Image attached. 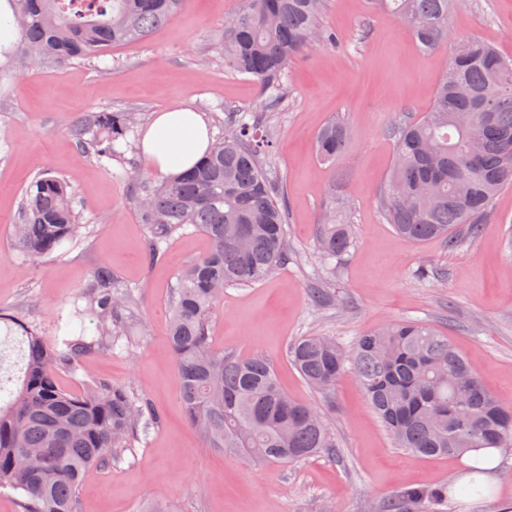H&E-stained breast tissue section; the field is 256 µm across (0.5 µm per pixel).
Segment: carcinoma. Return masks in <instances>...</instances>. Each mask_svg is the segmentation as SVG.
Wrapping results in <instances>:
<instances>
[{
  "mask_svg": "<svg viewBox=\"0 0 512 512\" xmlns=\"http://www.w3.org/2000/svg\"><path fill=\"white\" fill-rule=\"evenodd\" d=\"M182 0H10L20 39L4 51L22 69L44 59L106 56L143 39L177 11ZM224 26V66L252 76L268 106L288 93V63L311 45L331 41L321 27L326 0H248ZM409 26L427 51L451 48L428 112L395 133L393 161L379 200L388 223L409 243L440 239L448 250L478 238L494 196L512 186V58L479 38L457 40L448 15L460 0H371ZM130 112H91L70 131L83 153L120 156L134 148ZM262 122L233 115L223 136L195 167L135 198L146 224L144 260L190 227L211 242L206 255L176 274L167 341L180 380L187 422L212 448L230 449L254 463L288 464L336 447L324 417L291 399L272 363L213 346L210 322L224 289L262 281L288 260L282 185L264 164L269 141ZM351 134L338 118L317 137L322 163L333 164ZM345 200L329 197L320 219L318 251L341 261L355 245ZM83 217L68 185L43 174L25 189L12 223V246L36 261L78 236ZM94 334L50 340L21 318L0 312L6 335L19 334L23 368L16 388L0 381V489L20 495V512H77L88 469L133 447L158 423L151 404L128 388L91 378L80 391L60 384L63 371L122 336L132 295L116 290L112 269L99 266L81 291ZM290 362L324 394L351 365L359 387L396 444L427 456H461L479 448L512 446V407L487 389L480 374L433 326L418 319L360 333L345 345L300 336ZM440 490L406 487L387 512H436Z\"/></svg>",
  "mask_w": 512,
  "mask_h": 512,
  "instance_id": "1",
  "label": "carcinoma"
}]
</instances>
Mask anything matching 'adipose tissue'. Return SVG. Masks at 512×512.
<instances>
[{"label":"adipose tissue","instance_id":"obj_1","mask_svg":"<svg viewBox=\"0 0 512 512\" xmlns=\"http://www.w3.org/2000/svg\"><path fill=\"white\" fill-rule=\"evenodd\" d=\"M210 147L209 120L187 106L155 113L142 137V148L160 172L175 175L196 164Z\"/></svg>","mask_w":512,"mask_h":512}]
</instances>
